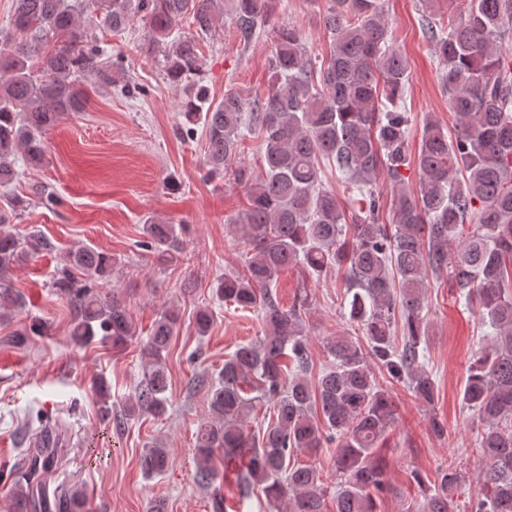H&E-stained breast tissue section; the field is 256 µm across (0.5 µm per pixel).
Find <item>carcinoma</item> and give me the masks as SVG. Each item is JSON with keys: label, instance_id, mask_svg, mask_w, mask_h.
<instances>
[{"label": "carcinoma", "instance_id": "obj_1", "mask_svg": "<svg viewBox=\"0 0 512 512\" xmlns=\"http://www.w3.org/2000/svg\"><path fill=\"white\" fill-rule=\"evenodd\" d=\"M328 2L330 50L316 68L299 26L272 23L273 0H14L15 36L0 42V186L15 178V154L40 165L44 136L65 113L84 110L79 79L92 75L112 86V58L87 31L85 13L115 33L136 16L149 20L164 46L167 79L190 88L185 126L192 132L203 123L210 175L232 171L247 186L248 206L232 225L244 244V267L218 280L215 294L258 310L263 335L225 359L221 381L207 389L210 414L196 432V481L213 487L223 482V468L242 460L236 504L226 505L217 489L213 512L242 504L255 484L275 512H324L322 474L291 456L326 443L336 448V512H378L386 487L378 444L395 422L393 386L434 400L436 384L425 369L424 295L429 277L440 274L492 329L462 390V402L483 422L477 435L483 490L464 512H512V54L501 50L512 38V0H462L460 12L446 18L438 15L440 0H420L424 34L435 46L460 130L450 141L439 122L426 120L412 158L408 62L391 42L381 0ZM226 15L245 44L270 29V76L261 95L227 91L214 103L194 86L201 71L197 36ZM185 17L195 31L164 45ZM255 130L263 135L260 177L232 169L243 139ZM411 162L421 174L417 196L401 187L402 169ZM329 169L346 207L325 185ZM382 175L394 189L388 223L377 191ZM23 206L17 195L0 202L1 318L22 307L12 269L29 250L46 247L37 235L21 239L9 224L8 215ZM184 230L183 224H146L141 246L174 262ZM66 264L55 288L71 305L72 341L123 349L137 330L124 298L105 288L112 256L82 244L66 253ZM297 266L317 276L342 271L349 318L365 339H331L330 365L314 383L307 377L305 302L287 310L272 293L279 275ZM178 321L168 309L152 324L140 379L117 424L166 411L164 353ZM95 393L101 417L112 418L107 384L99 382ZM269 401L274 413L266 427L256 435L244 429L245 416ZM60 442L52 428L25 441L13 512H87L83 491L52 489L47 481ZM168 466L166 449L154 443L144 450L145 474ZM461 481L456 469H441L438 484L422 490L420 512H449Z\"/></svg>", "mask_w": 512, "mask_h": 512}]
</instances>
